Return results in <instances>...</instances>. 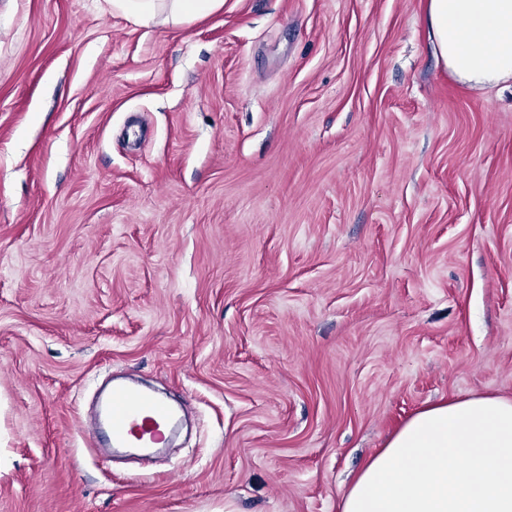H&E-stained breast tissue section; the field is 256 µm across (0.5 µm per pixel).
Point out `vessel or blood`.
Segmentation results:
<instances>
[{
	"mask_svg": "<svg viewBox=\"0 0 512 512\" xmlns=\"http://www.w3.org/2000/svg\"><path fill=\"white\" fill-rule=\"evenodd\" d=\"M177 420V411L153 394L116 385L104 397L97 416L84 422L85 433L98 436L108 448H146L163 439Z\"/></svg>",
	"mask_w": 512,
	"mask_h": 512,
	"instance_id": "obj_1",
	"label": "vessel or blood"
}]
</instances>
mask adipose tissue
I'll return each instance as SVG.
<instances>
[{
	"mask_svg": "<svg viewBox=\"0 0 512 512\" xmlns=\"http://www.w3.org/2000/svg\"><path fill=\"white\" fill-rule=\"evenodd\" d=\"M428 34L458 82L512 80V0H425ZM338 512H512V399L442 400L365 464Z\"/></svg>",
	"mask_w": 512,
	"mask_h": 512,
	"instance_id": "adipose-tissue-1",
	"label": "adipose tissue"
}]
</instances>
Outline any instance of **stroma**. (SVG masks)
<instances>
[{"mask_svg":"<svg viewBox=\"0 0 512 512\" xmlns=\"http://www.w3.org/2000/svg\"><path fill=\"white\" fill-rule=\"evenodd\" d=\"M425 0H0V512H337L426 404L512 399V81ZM187 402L144 464L112 375ZM159 0H114L113 3L126 14L148 23L152 21L158 10ZM168 19L179 24L189 19L207 15L212 12L221 0H170Z\"/></svg>","mask_w":512,"mask_h":512,"instance_id":"stroma-1","label":"stroma"}]
</instances>
